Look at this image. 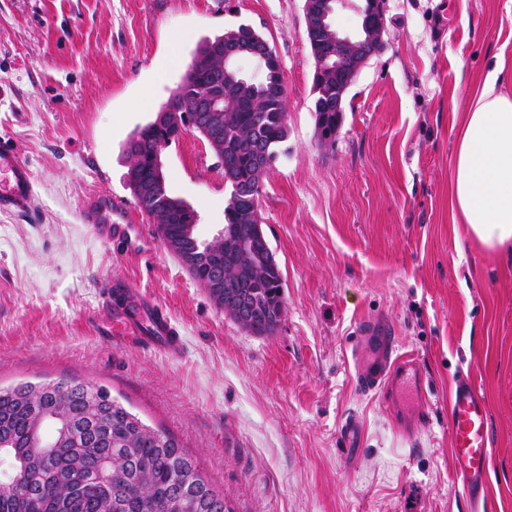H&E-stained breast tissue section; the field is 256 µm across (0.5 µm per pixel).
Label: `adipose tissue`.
<instances>
[{
  "mask_svg": "<svg viewBox=\"0 0 512 512\" xmlns=\"http://www.w3.org/2000/svg\"><path fill=\"white\" fill-rule=\"evenodd\" d=\"M496 62L451 133L455 142L451 209L485 248L512 245V96L498 91Z\"/></svg>",
  "mask_w": 512,
  "mask_h": 512,
  "instance_id": "adipose-tissue-1",
  "label": "adipose tissue"
}]
</instances>
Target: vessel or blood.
<instances>
[{"label": "vessel or blood", "mask_w": 512, "mask_h": 512, "mask_svg": "<svg viewBox=\"0 0 512 512\" xmlns=\"http://www.w3.org/2000/svg\"><path fill=\"white\" fill-rule=\"evenodd\" d=\"M34 183L29 166L8 141L0 140V212L19 214L30 210ZM84 221L104 228L125 255L142 252L144 240L127 205L97 198L84 206ZM126 330L151 345L176 354L182 338L165 311L140 295H127L116 310ZM361 390L401 399L418 378L416 357L400 352L388 322L381 317L360 329V348L353 356ZM448 424L454 474L463 488L467 512H485L490 455L489 411L486 400L469 375L454 380L448 392Z\"/></svg>", "instance_id": "obj_1"}]
</instances>
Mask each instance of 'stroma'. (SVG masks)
Masks as SVG:
<instances>
[{"instance_id":"35a3bbf8","label":"stroma","mask_w":512,"mask_h":512,"mask_svg":"<svg viewBox=\"0 0 512 512\" xmlns=\"http://www.w3.org/2000/svg\"><path fill=\"white\" fill-rule=\"evenodd\" d=\"M242 24L275 48L288 90L287 137L259 205L285 301L270 336L238 324L166 248L124 152L197 45ZM499 59L512 95V0H387L381 45L325 140L304 0H0V138L35 191L27 213H0V386L105 388L177 437L230 512H465L448 387L468 373L489 409L492 512H512V256L472 239L449 207L450 127ZM162 161L170 194L196 212L195 236L218 237L231 187L213 148L188 130ZM93 196L131 206L145 253L124 256L84 223ZM116 286L164 308L179 354L124 334L105 305ZM377 315L422 372L412 442L391 404L356 382L359 327ZM353 417L362 438L350 453L341 431Z\"/></svg>"}]
</instances>
